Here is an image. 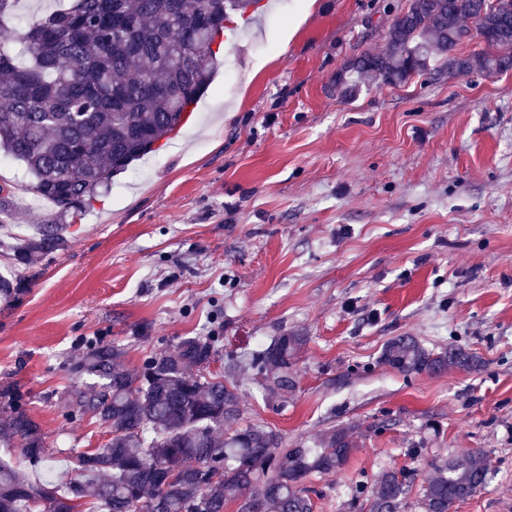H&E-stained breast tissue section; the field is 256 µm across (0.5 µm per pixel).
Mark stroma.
Wrapping results in <instances>:
<instances>
[{"label":"stroma","mask_w":512,"mask_h":512,"mask_svg":"<svg viewBox=\"0 0 512 512\" xmlns=\"http://www.w3.org/2000/svg\"><path fill=\"white\" fill-rule=\"evenodd\" d=\"M255 7L256 37L225 47L182 130L133 161L91 206L58 214L13 186L0 225L32 234L60 219L63 251L25 269L0 255V276L25 295L0 305V386L24 393L57 448L39 478L66 477L67 452L105 446L106 427L71 416L77 365L96 341L130 371L211 336L210 365L240 395L242 426H269L288 446L315 447L350 429L358 447L338 471L303 487L312 512H369L377 478L403 474L404 512L432 462L480 448L484 490L456 512H512V69L333 80L376 53L408 0H300ZM304 337L287 398L227 355ZM401 336L460 347L471 370L406 374L380 364Z\"/></svg>","instance_id":"obj_1"}]
</instances>
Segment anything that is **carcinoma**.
<instances>
[{"label": "carcinoma", "instance_id": "obj_1", "mask_svg": "<svg viewBox=\"0 0 512 512\" xmlns=\"http://www.w3.org/2000/svg\"><path fill=\"white\" fill-rule=\"evenodd\" d=\"M226 0H69L32 14L13 37L16 0H0V156L21 162L37 194L63 213L85 206L97 189L184 124V111L208 85L224 30ZM479 35L489 51L457 55ZM440 60L451 74L512 67V0H411L390 24L383 49L351 60L336 75L340 96L357 89L353 75L396 86ZM63 225H37L33 236L9 232L0 250L24 266L65 249ZM24 292L0 278V303ZM304 343L277 336L244 358L265 389L288 392V366ZM217 354L211 336L178 338L171 353L148 359L135 373L110 343L94 346L80 365L98 379L72 406L112 433L102 448L71 455L78 478L60 488L0 460V512H224L246 489L239 512H311L302 481L333 472L356 448L352 431H329L317 448H284L266 426H238L240 396L217 374H201ZM383 362L404 372L472 369L461 348L428 350L402 337ZM0 445L21 449L36 469L49 456L48 436L26 409L24 394L0 389ZM488 454L470 449L434 467L421 512H455L485 487ZM406 485L380 476L369 512H401Z\"/></svg>", "mask_w": 512, "mask_h": 512}]
</instances>
